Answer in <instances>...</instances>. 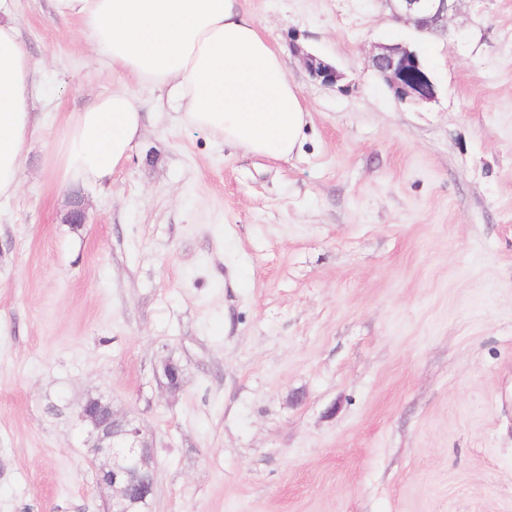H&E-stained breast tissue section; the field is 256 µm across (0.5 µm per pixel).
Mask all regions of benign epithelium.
Returning <instances> with one entry per match:
<instances>
[{"mask_svg": "<svg viewBox=\"0 0 512 512\" xmlns=\"http://www.w3.org/2000/svg\"><path fill=\"white\" fill-rule=\"evenodd\" d=\"M396 17L412 22L421 32H430L448 19L453 0H393ZM311 77L326 86L335 85L341 78L336 67L313 55L306 57ZM372 67L388 83L396 100L402 104L417 105L434 98L432 83L423 70L419 54L401 44H382L371 56ZM166 379L165 387L175 391L181 386V368L170 359L159 366ZM80 419L89 423L98 447L96 458L102 460L97 467V485L112 490L110 509L123 503L154 498L156 478L152 462V450L143 430L133 418H123V446L108 442L111 438L110 421L116 419L112 406L104 407V413L92 414L86 408L78 412Z\"/></svg>", "mask_w": 512, "mask_h": 512, "instance_id": "1", "label": "benign epithelium"}]
</instances>
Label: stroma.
Wrapping results in <instances>:
<instances>
[{"label": "stroma", "mask_w": 512, "mask_h": 512, "mask_svg": "<svg viewBox=\"0 0 512 512\" xmlns=\"http://www.w3.org/2000/svg\"><path fill=\"white\" fill-rule=\"evenodd\" d=\"M11 4L45 126L0 199V512H106L97 396L153 448L154 512H512V0H456L432 34L388 0H241L310 114L288 160L181 124L48 0ZM393 43L433 101L372 68ZM122 87L151 122L64 223L65 117ZM378 48L371 56V65L384 77L398 102L417 105L434 98L432 83L416 51L401 44ZM306 61L311 77L326 86H333L340 80L341 74L336 67L313 55H307Z\"/></svg>", "instance_id": "1"}]
</instances>
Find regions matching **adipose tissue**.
Instances as JSON below:
<instances>
[{
    "instance_id": "1",
    "label": "adipose tissue",
    "mask_w": 512,
    "mask_h": 512,
    "mask_svg": "<svg viewBox=\"0 0 512 512\" xmlns=\"http://www.w3.org/2000/svg\"><path fill=\"white\" fill-rule=\"evenodd\" d=\"M54 16L77 21L113 73L166 89L191 128L252 154L289 159L309 114L282 54L240 0H49ZM38 87L17 22L0 0V198L18 192L22 161L40 131ZM128 91L96 96L69 113L56 153L62 186L100 184L144 132Z\"/></svg>"
}]
</instances>
